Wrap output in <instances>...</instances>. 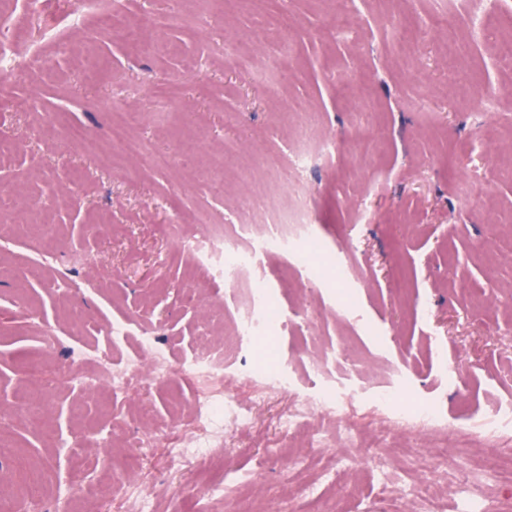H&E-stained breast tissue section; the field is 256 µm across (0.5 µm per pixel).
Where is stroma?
Returning <instances> with one entry per match:
<instances>
[{
	"instance_id": "obj_1",
	"label": "stroma",
	"mask_w": 512,
	"mask_h": 512,
	"mask_svg": "<svg viewBox=\"0 0 512 512\" xmlns=\"http://www.w3.org/2000/svg\"><path fill=\"white\" fill-rule=\"evenodd\" d=\"M360 21L337 35L334 12ZM49 0L56 32L36 58L24 45L13 76L0 77V498L26 512L39 483L44 512H387L373 460L386 457L409 483L428 473L446 495L438 512H466L451 487L470 474L481 512H512V469L488 476V444L512 440V163L486 170L498 139L512 136V74L494 47L512 35V0H498L474 32L466 0H123L116 28L87 16L81 38ZM127 26L152 32V49L130 44ZM400 37L391 40L390 28ZM260 41L266 57L292 54L275 80L228 59L229 39ZM98 56L96 73L82 60ZM144 107L141 169L112 141L125 109ZM374 136L350 151L356 116ZM80 127L92 140L75 139ZM335 141L311 165L294 156L304 133ZM487 176L485 203L464 202L462 176ZM307 210L320 263L287 252L257 256L243 287L225 285L214 260L188 239L236 242L275 215ZM50 219L51 260L28 224ZM82 263H75V254ZM267 288L283 316L271 334L235 343L223 382L158 383L113 396L58 376H91L94 357L120 362L154 336L171 366L237 334L249 289ZM81 307L94 330L72 321ZM128 334L108 341L104 327ZM58 342L44 374L27 360ZM286 365L287 392L268 379ZM374 369L414 405H436L448 426L472 432L435 458L440 431L383 414L357 387ZM254 390L251 430H225L220 455L185 458L148 430L191 417L199 393ZM338 389L354 445L304 448L282 435L294 400Z\"/></svg>"
}]
</instances>
